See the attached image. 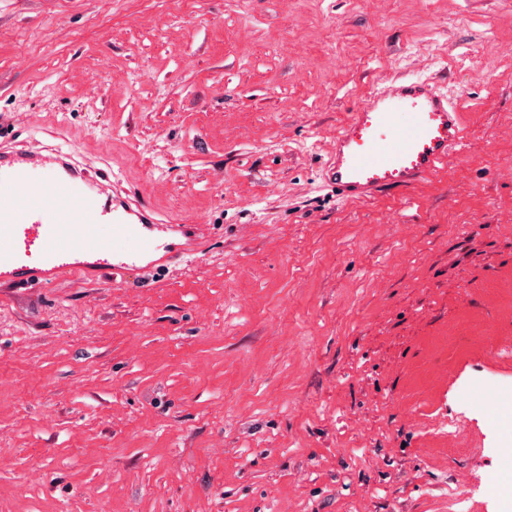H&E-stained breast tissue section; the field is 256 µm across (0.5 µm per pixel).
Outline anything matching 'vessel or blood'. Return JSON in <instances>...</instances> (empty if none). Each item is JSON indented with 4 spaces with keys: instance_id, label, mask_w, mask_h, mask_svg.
Wrapping results in <instances>:
<instances>
[{
    "instance_id": "obj_1",
    "label": "vessel or blood",
    "mask_w": 512,
    "mask_h": 512,
    "mask_svg": "<svg viewBox=\"0 0 512 512\" xmlns=\"http://www.w3.org/2000/svg\"><path fill=\"white\" fill-rule=\"evenodd\" d=\"M464 138L460 112L435 82L396 78L377 85L334 137L323 168L343 203L367 202L437 173ZM202 225L168 224L135 191L79 149L15 148L0 134V289L26 296L76 274L123 283L205 253Z\"/></svg>"
}]
</instances>
